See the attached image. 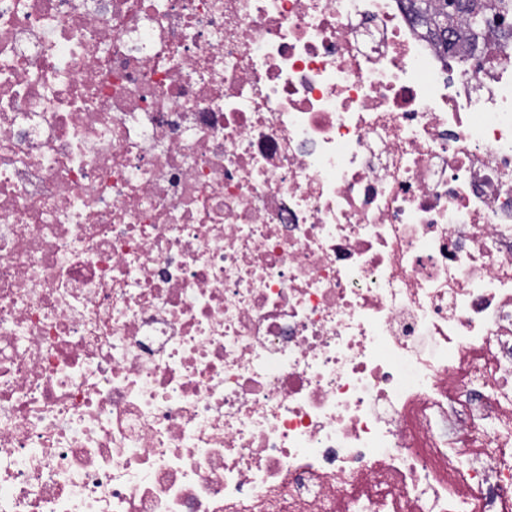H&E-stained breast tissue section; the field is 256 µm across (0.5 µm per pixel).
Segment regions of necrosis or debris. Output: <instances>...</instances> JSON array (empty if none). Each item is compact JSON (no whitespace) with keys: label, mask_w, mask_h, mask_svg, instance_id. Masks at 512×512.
<instances>
[{"label":"necrosis or debris","mask_w":512,"mask_h":512,"mask_svg":"<svg viewBox=\"0 0 512 512\" xmlns=\"http://www.w3.org/2000/svg\"><path fill=\"white\" fill-rule=\"evenodd\" d=\"M0 0V512H505L512 13ZM437 2L432 4V2ZM485 0H413L411 4L418 12L424 14L429 23L448 31V25H454L461 19L469 32L470 40L477 41L482 37L484 25Z\"/></svg>","instance_id":"1"}]
</instances>
